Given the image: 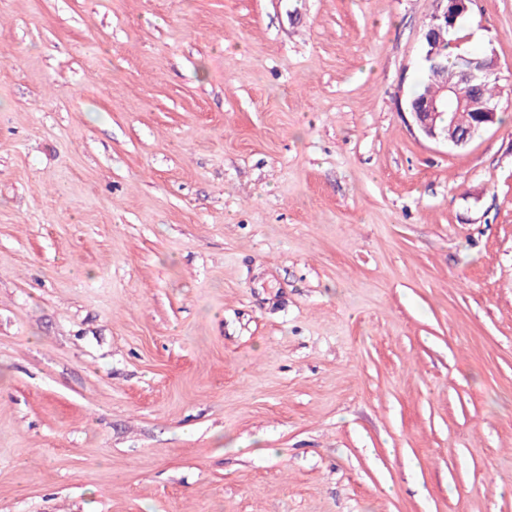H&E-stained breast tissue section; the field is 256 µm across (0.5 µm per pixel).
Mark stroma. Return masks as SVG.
Wrapping results in <instances>:
<instances>
[{
	"instance_id": "stroma-1",
	"label": "stroma",
	"mask_w": 512,
	"mask_h": 512,
	"mask_svg": "<svg viewBox=\"0 0 512 512\" xmlns=\"http://www.w3.org/2000/svg\"><path fill=\"white\" fill-rule=\"evenodd\" d=\"M431 12L0 0V512H512V97L413 130Z\"/></svg>"
}]
</instances>
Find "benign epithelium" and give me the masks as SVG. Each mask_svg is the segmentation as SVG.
<instances>
[{
  "label": "benign epithelium",
  "mask_w": 512,
  "mask_h": 512,
  "mask_svg": "<svg viewBox=\"0 0 512 512\" xmlns=\"http://www.w3.org/2000/svg\"><path fill=\"white\" fill-rule=\"evenodd\" d=\"M473 0H432V15L436 25L434 34L426 35L434 43L435 35L443 30L455 28L458 20L471 11ZM498 61L495 54L480 60L478 66L471 64L459 73V79L452 91L457 111L471 112L475 123L463 128L456 125L452 113L448 112V100L437 97L407 103L418 132L427 140L444 144L450 148H462L469 144L474 131L489 128L497 123V106L485 100L478 91L484 79L497 74Z\"/></svg>",
  "instance_id": "1"
}]
</instances>
